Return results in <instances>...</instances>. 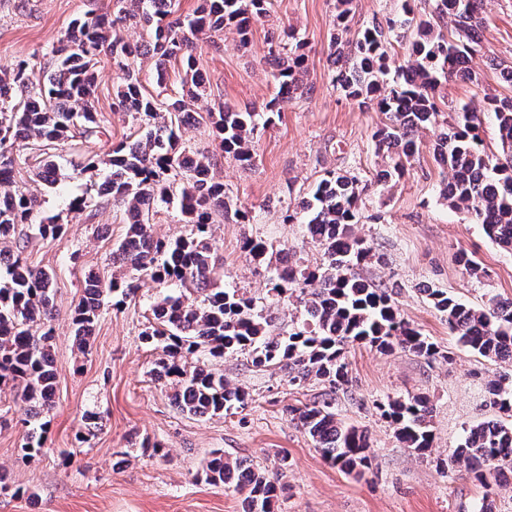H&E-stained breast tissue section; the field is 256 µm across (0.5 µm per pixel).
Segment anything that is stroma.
Masks as SVG:
<instances>
[{
    "instance_id": "obj_1",
    "label": "stroma",
    "mask_w": 512,
    "mask_h": 512,
    "mask_svg": "<svg viewBox=\"0 0 512 512\" xmlns=\"http://www.w3.org/2000/svg\"><path fill=\"white\" fill-rule=\"evenodd\" d=\"M15 3L0 0V66L30 56L44 62L74 19L112 9V0H29L22 11ZM335 15L336 0H276L271 15L253 24L248 48L239 47L229 27L222 36L198 40L195 68L207 81L203 106H258L268 100L274 79L265 61L267 40L289 25L305 42L303 80L312 88L258 130L254 167H241L225 155L218 158L231 209L215 213L211 224L217 282L270 307L276 316L273 334L293 332L298 325L294 305L272 294L280 258L288 251L313 269L321 264L322 252L304 225L284 223V215L325 172L357 177L366 189L354 232L378 255L359 265L357 274L386 286L401 316L449 353V361L400 349L382 353L364 345L346 347L349 385L336 395V417L367 432L372 456L371 469L353 477L326 463L288 414L289 407L320 400L323 385L312 380L294 389L284 371L257 370L247 353L209 360L198 352L185 357L190 366L207 361L242 386L249 394L245 408L213 417L189 416L175 408L171 381L151 372L161 350H148L138 339L153 305L176 294L175 285L146 282L118 307L112 296H105L90 346L79 353L71 311L85 278L127 275L111 255L126 231L123 209L69 210L72 198L105 175L101 169L87 170L88 161L136 136L131 118L112 109L116 71L101 63L98 136L59 145L64 162L53 186L26 168L15 174L16 187L41 196L43 215H60L67 230L62 240L51 242L33 238L28 225L17 228L28 263L55 274L52 355L57 379L53 408L44 416L46 443L31 458L21 451L28 406L12 387L0 388V473L10 487L0 492V512H241L239 494L206 483L201 474L205 459L217 449L230 459L250 460L278 484L274 512H476L486 495L493 500V512H512V478L486 488L463 468L443 474L435 467L471 427L500 419V412L484 402V385L499 375L512 376V364L488 361L463 347L426 294L440 288L475 307L493 298L512 300V253L501 250L481 225L441 196L445 173L433 158L432 131L419 133V152L404 175L373 184L383 164L373 133L385 116L376 106L347 100L332 86L329 44ZM480 37L483 52L472 61L475 80L442 87L441 112L489 97H512V86L499 75L500 66L512 65V0H488ZM248 238L266 244L264 260L254 261L244 251ZM463 250L481 266L480 276L469 275L459 263ZM408 395L429 397L433 405L430 456L404 447L375 407L376 401ZM87 411L96 414L97 428L86 429L82 416ZM147 441L161 444L162 455H143L141 445Z\"/></svg>"
}]
</instances>
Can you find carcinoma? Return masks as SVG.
Wrapping results in <instances>:
<instances>
[{
	"label": "carcinoma",
	"mask_w": 512,
	"mask_h": 512,
	"mask_svg": "<svg viewBox=\"0 0 512 512\" xmlns=\"http://www.w3.org/2000/svg\"><path fill=\"white\" fill-rule=\"evenodd\" d=\"M272 0H202L195 13L176 15L175 0H115L113 14L87 13L73 21L50 50L51 62L43 79L34 63L20 59L0 67V386L18 389L22 401L32 404L29 418L49 411L56 385L52 357L54 338L53 274L29 265L16 245L20 224H28L43 239L63 238L66 227L57 216H41V201L13 187L20 150L37 151L34 173L46 185L58 179L56 155L50 147L78 133H98L94 102L95 72L107 59L120 74L112 110L127 112L145 125L131 143H119L112 153L89 164L104 166L110 174L98 185L97 197L77 196L73 210L112 203L124 209L126 233L112 250V264L133 272L129 280L105 282L97 276L84 280L71 324L77 349L84 353L103 306V297H117L122 305L139 289V282H177L187 294L167 295L152 308L153 321L140 333L147 346H163L152 373L175 381L172 403L182 413L220 416L244 408L248 393L205 365L187 368L183 354L196 351L213 358L245 351L253 367L278 366L288 382L302 386L314 378L323 383V399L302 408H290L296 422L331 465L345 474H361L372 464L365 431L336 419L333 401L349 384L344 355L348 344H364L380 351L401 349L427 359H447L437 345L401 318L388 289L361 279L354 267L375 256L373 246L353 234L359 223L358 179L329 171L310 198L288 210L285 221L307 225L323 251L322 265L309 269L296 262L277 272L273 291L307 296L302 327L281 340L268 335L269 318L257 310L253 298L217 285L216 258L210 242V218L227 208L224 182L216 179L213 158L179 146L182 128L205 123L212 128L218 148L243 167L254 164L252 147L259 126L272 123L284 104L304 94L300 82L305 56L303 39L288 26L269 43L268 57L276 66L275 92L263 106L239 108L224 104L216 110H197L206 94L203 75L193 69L196 40L219 35L232 26L246 45L253 23L266 15ZM353 0H337L336 33L331 40L339 64L332 86L359 105L376 103L387 122L375 134L383 153L376 182L402 175L417 149L416 132H435L436 163L448 170L443 196L505 251H512V98H492L482 105L464 104L452 122H439L437 90L443 83L471 81L469 64L481 49L486 0H437L425 19L416 22L409 52L398 64L399 80L382 92L389 71L384 33L407 34L412 20L386 18L356 26ZM140 27L147 38L130 43L118 25ZM153 62L158 82L167 64L185 67L180 97L166 102L145 93L131 61ZM495 117L502 154L490 157L481 137V114ZM176 204L190 234L164 240L153 234L149 222L161 204ZM434 307L443 314L458 341L480 357L498 362L512 359V301L473 307L439 288H428ZM485 403L502 413L512 412V386L505 378L485 383ZM381 416L395 426L408 448L425 456L433 446L430 428L433 407L426 396L389 399L378 404ZM45 445V424L28 431L22 446L33 457ZM459 464L482 484L512 472V425L498 420L470 428L448 460L436 467L444 472ZM212 485L234 484L245 493L243 512H274L277 486L260 469L243 460L230 461L216 452L202 469Z\"/></svg>",
	"instance_id": "cac0c4a2"
}]
</instances>
